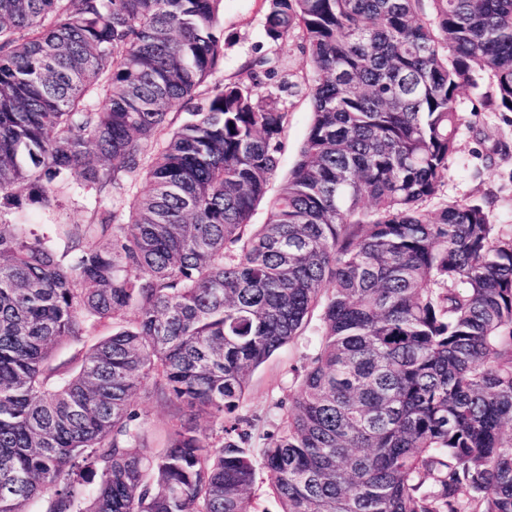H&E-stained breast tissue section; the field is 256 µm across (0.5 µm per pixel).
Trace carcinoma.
Here are the masks:
<instances>
[{"label":"carcinoma","mask_w":512,"mask_h":512,"mask_svg":"<svg viewBox=\"0 0 512 512\" xmlns=\"http://www.w3.org/2000/svg\"><path fill=\"white\" fill-rule=\"evenodd\" d=\"M261 2L313 71L270 199L289 113L268 61L195 102L223 0H0V512H256L259 469L280 512H512V232L428 208L461 87L512 112V0ZM72 187L85 222L27 229ZM317 307L256 456L251 374ZM138 393L175 410L157 442Z\"/></svg>","instance_id":"1"}]
</instances>
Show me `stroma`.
I'll use <instances>...</instances> for the list:
<instances>
[{"label":"stroma","mask_w":512,"mask_h":512,"mask_svg":"<svg viewBox=\"0 0 512 512\" xmlns=\"http://www.w3.org/2000/svg\"><path fill=\"white\" fill-rule=\"evenodd\" d=\"M227 45L224 66L214 81L234 77L243 66L265 58L277 68V75L264 78L266 93L278 97L289 112L283 134V151L279 167L268 185L269 195H276L290 168L294 165L305 139L310 101L301 92L281 91L282 79L296 82L311 78L307 57L295 40L273 44L266 40L263 9L260 0H224L221 18ZM488 80L478 86H463L459 96L462 124L456 137V151L448 162V176L435 197L446 201L477 202L486 205L493 223L512 229V112L476 111L480 96L490 94ZM92 201L82 191L73 189L59 196V205L50 211L32 209L26 222L37 234L54 236L58 223H80ZM319 314H312L304 334L280 348L252 374L242 414L253 422L250 446L260 450L279 426L282 412L278 405L287 401L298 388L303 375L305 357L318 340Z\"/></svg>","instance_id":"35a3bbf8"}]
</instances>
